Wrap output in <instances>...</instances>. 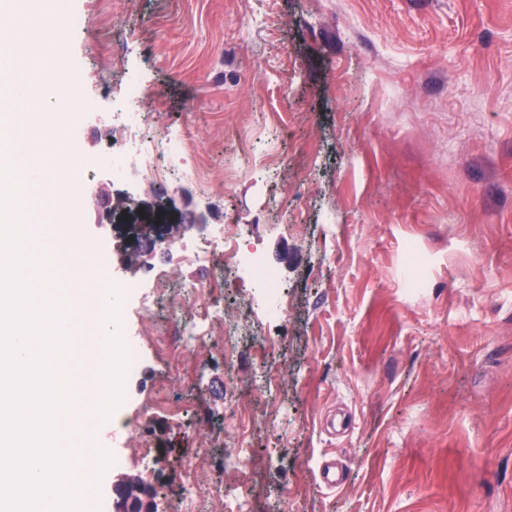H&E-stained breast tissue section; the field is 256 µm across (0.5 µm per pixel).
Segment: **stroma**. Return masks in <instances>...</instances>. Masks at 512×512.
Listing matches in <instances>:
<instances>
[{
    "mask_svg": "<svg viewBox=\"0 0 512 512\" xmlns=\"http://www.w3.org/2000/svg\"><path fill=\"white\" fill-rule=\"evenodd\" d=\"M52 94L65 145L100 154L126 81L149 86L140 133L183 136L200 179L168 174L176 245L126 262L159 184L141 165L57 170L77 253L138 281L121 332L139 350L124 437L82 512L137 479L157 512L236 491L243 512H512V0H62ZM138 199L100 222L94 188ZM202 214L200 227L182 219ZM279 277L282 312L250 306L212 227ZM161 269V280L147 279ZM155 297L154 318L143 315ZM222 307L201 353L179 317ZM182 407L181 418L156 408ZM243 448L244 476L224 467ZM348 478L320 480L329 459Z\"/></svg>",
    "mask_w": 512,
    "mask_h": 512,
    "instance_id": "35a3bbf8",
    "label": "stroma"
}]
</instances>
